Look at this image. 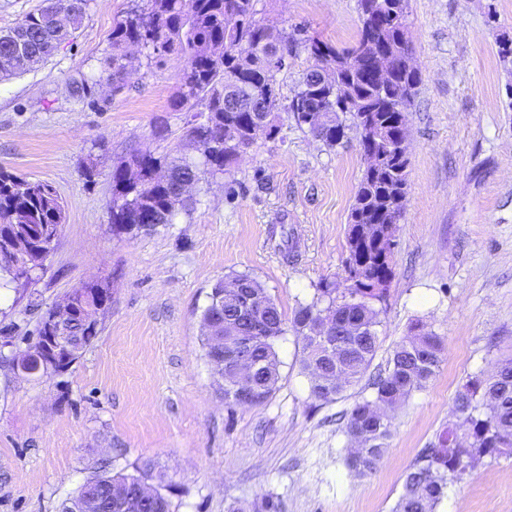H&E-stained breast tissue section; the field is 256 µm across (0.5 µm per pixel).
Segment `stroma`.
<instances>
[{
    "label": "stroma",
    "mask_w": 512,
    "mask_h": 512,
    "mask_svg": "<svg viewBox=\"0 0 512 512\" xmlns=\"http://www.w3.org/2000/svg\"><path fill=\"white\" fill-rule=\"evenodd\" d=\"M134 0H90L82 26L47 62L0 81V169L51 184L66 223L43 277L0 292V512H61L95 468L173 482V512H228L271 496L278 512H391L405 474L448 422L469 376L512 355V0H410L421 83L408 115V184L371 373L409 327L442 336L427 387L392 415L376 473L350 475L345 414L360 382L311 398L294 335L277 345L280 380L257 406H230L204 356L201 314L224 276H255L284 313L345 275L347 217L364 160L355 131L328 147L289 114L232 174L203 175L173 223L115 237L112 168L129 153L197 156L190 113L170 108L174 55L130 50L119 91L76 94L111 54L112 25ZM259 19L296 35L278 76L288 105L311 66L308 38L353 43L357 0H259ZM172 132L161 141L155 123ZM93 166L86 179L85 166ZM108 284L102 329L69 369L29 378L8 357L44 309L85 280ZM436 512H512V456L448 484Z\"/></svg>",
    "instance_id": "35a3bbf8"
}]
</instances>
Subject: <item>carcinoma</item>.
<instances>
[{
  "label": "carcinoma",
  "mask_w": 512,
  "mask_h": 512,
  "mask_svg": "<svg viewBox=\"0 0 512 512\" xmlns=\"http://www.w3.org/2000/svg\"><path fill=\"white\" fill-rule=\"evenodd\" d=\"M144 9L133 8L112 25V55L103 75L84 81L77 92L94 101L96 87L107 83L120 89L125 68L119 50L136 45L158 55L175 54L184 61L180 86L171 100L176 111L194 113L187 136L198 144L197 158L168 159L151 152L134 151L112 169L111 224H170L176 207L189 197L181 185L199 182L208 173L232 172L240 148L259 137L273 138L280 125L262 135L254 133L259 113H276L280 106L278 74L270 52H288L294 39L285 29L268 27L257 19L258 0H146ZM88 0H48L0 34V80L21 75L49 59L70 30L82 23ZM360 30L347 47L306 40L314 64L303 74L288 105L296 124L305 127L327 146L339 144L352 126L359 135L362 153L377 155L376 167L364 169L349 215L346 276L341 283L324 281L309 302L296 305L286 317L249 273L227 275L219 291L209 294L202 312L203 348L211 359L213 322L224 321V348L232 351L239 339L250 343L260 370L253 380L255 404L263 403L280 378L277 342L291 331L301 344V369L309 380L311 396L332 401L367 374L379 349L377 326L394 271L392 257L383 255L385 239L403 217L409 158L392 150L397 138L407 137V113L421 83L419 70L403 65L411 51L407 38L409 0H384L374 12L358 0ZM24 38L18 50L13 35ZM391 43L396 65L381 81L371 75L375 50ZM333 62L337 75L323 85L316 73ZM350 116L346 125L341 116ZM167 172L164 181H153L155 168ZM64 223V206L55 188L0 170V225L11 224L17 233L39 239L54 248L58 227ZM32 257L30 274L0 263V289H19L38 278ZM246 288L265 298L262 307L247 306L228 293ZM324 314L330 326L325 339L310 337L313 315ZM444 352V340L422 325H415L393 347L385 373L371 383L373 395L357 402L347 413L346 434L354 443L346 464L351 475L374 473L385 453L390 423L385 409L403 405L435 375ZM512 455V357L496 363L488 376L469 377L450 409L448 425L408 468L403 488L392 512H435L448 490V481L459 478L486 458ZM149 475L95 473L63 506L73 512L84 500L98 499L102 512H112L115 488L137 501L140 512H171V500L146 483ZM269 497L230 512H276Z\"/></svg>",
  "instance_id": "carcinoma-1"
}]
</instances>
